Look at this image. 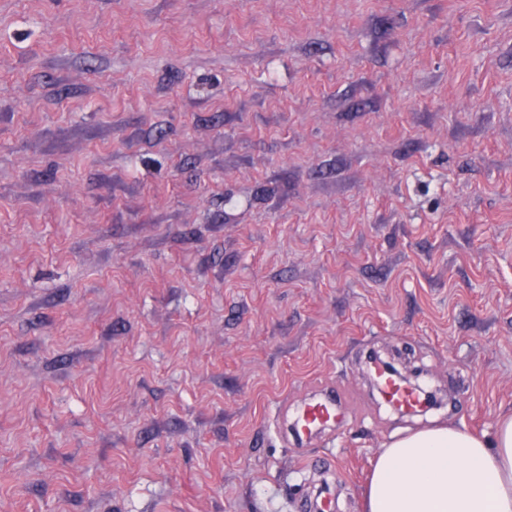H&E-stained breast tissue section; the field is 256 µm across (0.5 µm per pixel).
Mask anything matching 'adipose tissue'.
Returning a JSON list of instances; mask_svg holds the SVG:
<instances>
[{"label":"adipose tissue","instance_id":"adipose-tissue-1","mask_svg":"<svg viewBox=\"0 0 512 512\" xmlns=\"http://www.w3.org/2000/svg\"><path fill=\"white\" fill-rule=\"evenodd\" d=\"M365 512H512V418L489 441L446 427L394 440L377 461Z\"/></svg>","mask_w":512,"mask_h":512}]
</instances>
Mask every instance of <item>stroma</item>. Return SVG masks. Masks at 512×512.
<instances>
[{"mask_svg": "<svg viewBox=\"0 0 512 512\" xmlns=\"http://www.w3.org/2000/svg\"><path fill=\"white\" fill-rule=\"evenodd\" d=\"M511 414L512 0H0V512H362ZM374 374L382 370L388 374L394 375L407 383L396 371L388 364H373ZM382 374L379 377V392L385 402L391 407H396L401 412L412 413L417 411L420 403V395L411 387L407 386L398 378ZM340 401L336 394L312 399L295 410L294 430L304 437H311L319 431L334 430Z\"/></svg>", "mask_w": 512, "mask_h": 512, "instance_id": "obj_1", "label": "stroma"}]
</instances>
